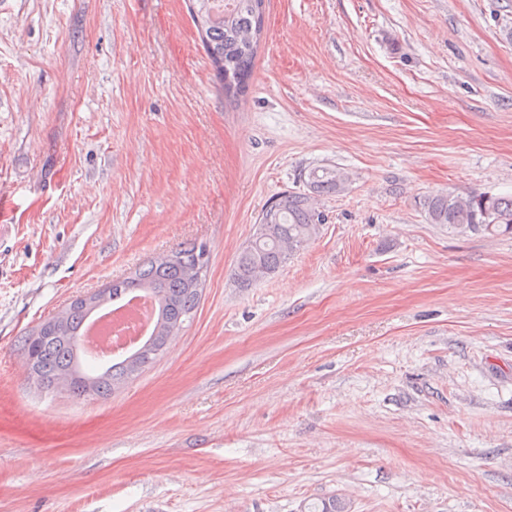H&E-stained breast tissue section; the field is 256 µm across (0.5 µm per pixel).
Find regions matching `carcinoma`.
Returning a JSON list of instances; mask_svg holds the SVG:
<instances>
[{"mask_svg":"<svg viewBox=\"0 0 512 512\" xmlns=\"http://www.w3.org/2000/svg\"><path fill=\"white\" fill-rule=\"evenodd\" d=\"M189 2L215 77L224 90V100L237 104L250 87L264 32L265 0ZM305 183L307 191H285L263 210L253 238L237 257L234 279L239 287L249 288L276 273L291 253L317 233L319 215L311 195L345 191V178L334 166L309 170ZM423 208L429 223L446 226L452 234H512V195H480L464 200L449 193L436 194L424 199ZM200 251L201 246L185 243L168 257L152 259L131 276L105 285L87 301H71L35 328L25 338L23 348L34 358L31 376L38 386L61 388L79 398L90 391L107 396L153 363L198 306L202 280H193L190 271ZM141 294L155 304L156 320L150 336L130 355L112 362L97 375L75 372L77 342L92 312Z\"/></svg>","mask_w":512,"mask_h":512,"instance_id":"obj_1","label":"carcinoma"}]
</instances>
